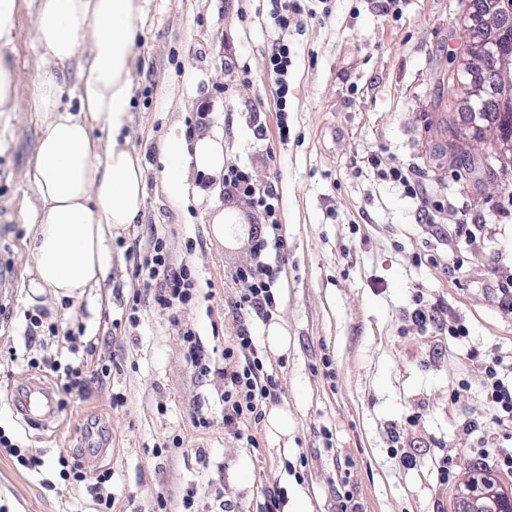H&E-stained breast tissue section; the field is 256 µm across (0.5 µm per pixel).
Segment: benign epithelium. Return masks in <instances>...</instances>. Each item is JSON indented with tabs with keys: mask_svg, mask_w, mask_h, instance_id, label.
Returning a JSON list of instances; mask_svg holds the SVG:
<instances>
[{
	"mask_svg": "<svg viewBox=\"0 0 512 512\" xmlns=\"http://www.w3.org/2000/svg\"><path fill=\"white\" fill-rule=\"evenodd\" d=\"M512 27L509 0H470L463 18L468 57L457 64V84L462 87L463 106L472 127L496 131L495 148L499 156L512 158V80L501 76L512 68ZM461 499L470 508L487 507L494 500V489L475 494L463 487Z\"/></svg>",
	"mask_w": 512,
	"mask_h": 512,
	"instance_id": "1",
	"label": "benign epithelium"
}]
</instances>
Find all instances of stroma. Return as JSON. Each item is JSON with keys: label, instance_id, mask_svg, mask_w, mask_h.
<instances>
[{"label": "stroma", "instance_id": "1", "mask_svg": "<svg viewBox=\"0 0 512 512\" xmlns=\"http://www.w3.org/2000/svg\"><path fill=\"white\" fill-rule=\"evenodd\" d=\"M468 3L404 0L394 17L380 0H303L297 25L283 32L273 0H151L136 39L129 129L145 203L113 238L107 279L78 300L25 287L33 263L25 173L41 127L35 113H17L0 134V430L45 460L111 472L125 512H181L189 490L196 512H257L275 485L305 495L315 512H337L345 488L362 512H454L457 485L440 484L433 462L454 457L461 475L479 468V442L464 425L486 412L481 364L494 352L512 355V313L493 293L512 283V159L480 135L469 144L472 161L449 149L469 123L450 88ZM281 39L292 59L284 143L265 81ZM12 53L28 85L40 62L30 9ZM175 130L223 133L227 163L252 167L279 194L288 252L276 317L289 344L267 361L294 426L282 437L259 424L250 449L225 440L224 380L193 373L182 332L219 353L236 331L227 274L249 246L208 235L212 204L241 210L251 225L262 217L224 195L174 210L157 144ZM393 166L422 177L424 201L384 178ZM158 237L174 263L191 266L196 288L178 321L146 301L136 327L128 320L134 267ZM418 294L464 323L468 338L413 330L406 312ZM37 311L62 331L82 326L94 347L89 362L108 368L85 397H63L55 377L28 367L27 316ZM33 386L60 403L48 420L16 409ZM116 393L126 398L118 410ZM200 411L207 426L194 423ZM395 429L416 466L392 458ZM93 510L83 485L47 490L41 475L0 454V512Z\"/></svg>", "mask_w": 512, "mask_h": 512}]
</instances>
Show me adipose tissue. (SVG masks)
Masks as SVG:
<instances>
[{"label": "adipose tissue", "mask_w": 512, "mask_h": 512, "mask_svg": "<svg viewBox=\"0 0 512 512\" xmlns=\"http://www.w3.org/2000/svg\"><path fill=\"white\" fill-rule=\"evenodd\" d=\"M0 0V132L21 110L16 62L10 52L22 5ZM35 8L41 73L29 109L41 136L26 172L34 196V261L28 288L58 299H77L98 287L112 264V239L134 223L144 204L145 171L128 147L134 97L132 71L139 26L150 0H28ZM79 71L77 111L60 106V69ZM172 207L201 195L189 171L212 177L223 189L224 139L178 134L159 144Z\"/></svg>", "instance_id": "ef3b65f1"}]
</instances>
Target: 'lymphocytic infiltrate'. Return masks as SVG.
<instances>
[{"label":"lymphocytic infiltrate","mask_w":512,"mask_h":512,"mask_svg":"<svg viewBox=\"0 0 512 512\" xmlns=\"http://www.w3.org/2000/svg\"><path fill=\"white\" fill-rule=\"evenodd\" d=\"M292 63L287 43L276 42L270 52L267 77L277 96L278 135L287 141L288 129V71ZM224 192L247 202L264 217L263 223L252 225L249 236L250 257L237 266L229 277L238 290L234 303L237 331L231 344L225 346L224 367V434L239 447L252 448L256 438L252 427L264 415L267 403L277 400L278 383L267 370L265 356L246 322L253 314L271 318L277 310V290L280 269L273 253L285 252L288 241L279 220V195L272 186L259 182L248 166L231 164L224 168ZM135 276L144 289L152 293V302L165 311L170 319H177L182 305L192 298L195 286L188 264L177 265L171 260L163 239H156L153 247L137 263ZM411 323L421 331H444L449 337L462 340L468 337V328L460 322L448 321L439 309L415 296L414 307L408 313ZM31 367H43L60 374L66 394L85 396L89 384L98 378V371L88 369L85 363L61 364L55 357L44 354L30 358ZM483 396L488 416L470 421L468 429L484 433L495 426L512 437V364H505L502 356H494L484 366ZM59 478L70 484H86L96 505L94 512H112L115 495L109 483L111 473L88 475L82 464L61 458L56 462Z\"/></svg>","instance_id":"f902f5d3"}]
</instances>
